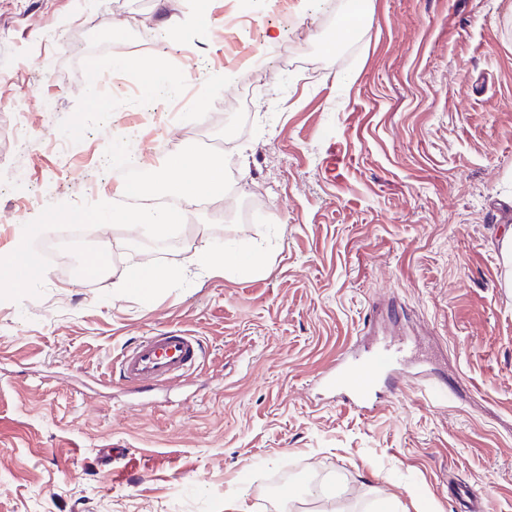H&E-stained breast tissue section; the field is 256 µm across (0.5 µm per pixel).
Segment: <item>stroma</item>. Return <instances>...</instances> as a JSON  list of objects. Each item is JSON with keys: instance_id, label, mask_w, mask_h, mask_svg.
<instances>
[{"instance_id": "obj_1", "label": "stroma", "mask_w": 512, "mask_h": 512, "mask_svg": "<svg viewBox=\"0 0 512 512\" xmlns=\"http://www.w3.org/2000/svg\"><path fill=\"white\" fill-rule=\"evenodd\" d=\"M0 0V257L51 204L113 202L105 150L144 168L203 144L231 188L196 208L252 274L198 267L199 240L127 239L113 268L179 278L150 300L47 271L0 300V512H459L452 480L512 512V0ZM237 16L243 56L226 57ZM178 61L176 92L89 97ZM205 362L131 392L111 367L150 332ZM398 351L368 412L317 377ZM103 448L131 449L120 476Z\"/></svg>"}]
</instances>
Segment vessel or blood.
<instances>
[{"instance_id":"b4317fda","label":"vessel or blood","mask_w":512,"mask_h":512,"mask_svg":"<svg viewBox=\"0 0 512 512\" xmlns=\"http://www.w3.org/2000/svg\"><path fill=\"white\" fill-rule=\"evenodd\" d=\"M201 341L184 331L165 329L151 332L122 348L114 360L119 378L127 387L148 392L180 380L205 359ZM393 360L392 353L378 354L364 361H353L331 369L321 383L326 388L347 392L349 401L362 409L372 406L377 386ZM453 494L462 505L460 512H489L482 494L456 487Z\"/></svg>"}]
</instances>
